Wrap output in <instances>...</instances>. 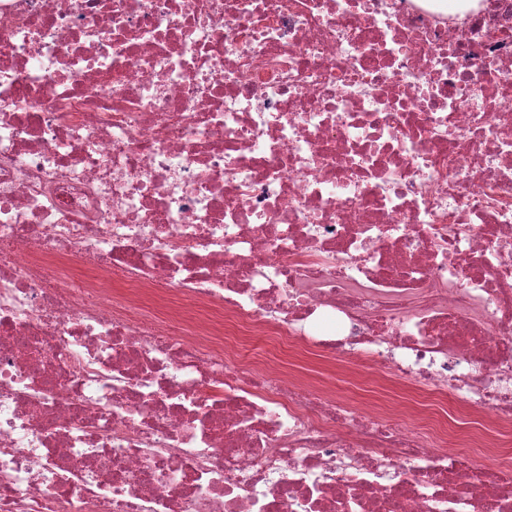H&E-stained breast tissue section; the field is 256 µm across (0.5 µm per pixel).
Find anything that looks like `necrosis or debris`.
Returning a JSON list of instances; mask_svg holds the SVG:
<instances>
[{
    "instance_id": "4bbe7bcc",
    "label": "necrosis or debris",
    "mask_w": 512,
    "mask_h": 512,
    "mask_svg": "<svg viewBox=\"0 0 512 512\" xmlns=\"http://www.w3.org/2000/svg\"><path fill=\"white\" fill-rule=\"evenodd\" d=\"M445 396L512 429V0H0V512H497ZM246 347L251 354L264 362L269 369L280 370L281 367L300 371L304 378L311 381L327 380L335 387L336 393L351 406L363 404V402H376L375 389L382 384V380L376 379L372 373L362 376L354 359L347 360L341 365H336L335 372L331 373L327 363L305 353H291L276 349L272 344L255 343L247 339Z\"/></svg>"
}]
</instances>
